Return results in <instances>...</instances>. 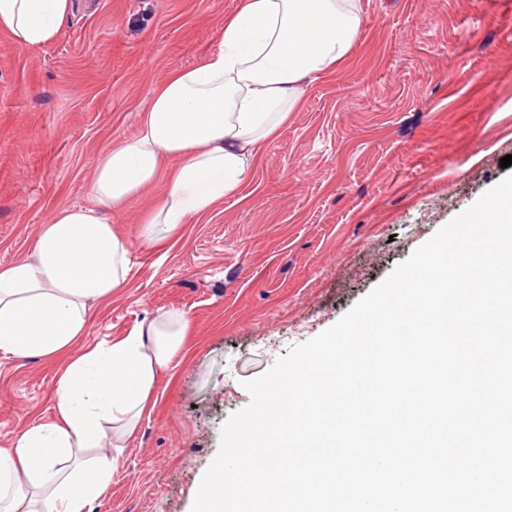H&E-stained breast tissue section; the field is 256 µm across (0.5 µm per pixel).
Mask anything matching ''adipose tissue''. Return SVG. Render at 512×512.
Instances as JSON below:
<instances>
[{"label":"adipose tissue","mask_w":512,"mask_h":512,"mask_svg":"<svg viewBox=\"0 0 512 512\" xmlns=\"http://www.w3.org/2000/svg\"><path fill=\"white\" fill-rule=\"evenodd\" d=\"M359 0H242L203 63L157 86L130 140L105 149L90 202L55 213L30 256L0 268V354L68 355L56 386V418L0 448V512H93L112 478L101 448L110 426L133 431L186 334L183 312L141 321L111 345L77 350L95 302L129 276V243L112 217L144 188L165 181L141 221L150 242L176 235L235 192L250 161L288 121L307 88L349 55ZM73 0H0V29L15 48L55 41ZM176 160L166 169V160ZM80 448H96L93 462Z\"/></svg>","instance_id":"ef3b65f1"}]
</instances>
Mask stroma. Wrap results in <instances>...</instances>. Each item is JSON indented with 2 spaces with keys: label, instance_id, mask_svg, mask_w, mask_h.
I'll use <instances>...</instances> for the list:
<instances>
[{
  "label": "stroma",
  "instance_id": "obj_1",
  "mask_svg": "<svg viewBox=\"0 0 512 512\" xmlns=\"http://www.w3.org/2000/svg\"><path fill=\"white\" fill-rule=\"evenodd\" d=\"M239 0H74L57 39L0 33V266L30 255L54 211L90 201L101 153L132 139L157 85L200 64ZM354 46L210 213L153 245L139 221L163 184L116 215L123 288L78 348L157 312L189 319L170 371L125 436L95 512H191L221 429L291 346L334 325L507 174L512 0H361ZM66 357L0 355V448L54 419Z\"/></svg>",
  "mask_w": 512,
  "mask_h": 512
}]
</instances>
